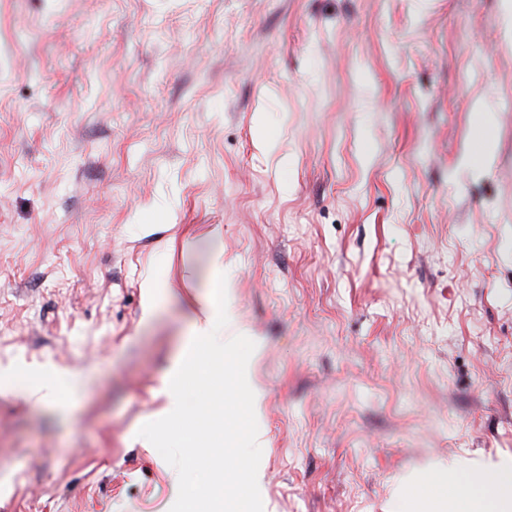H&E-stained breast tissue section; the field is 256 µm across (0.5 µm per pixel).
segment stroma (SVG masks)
I'll list each match as a JSON object with an SVG mask.
<instances>
[{
    "mask_svg": "<svg viewBox=\"0 0 512 512\" xmlns=\"http://www.w3.org/2000/svg\"><path fill=\"white\" fill-rule=\"evenodd\" d=\"M219 278L264 512L512 463V0H0V512H170ZM201 316L195 320L193 339L201 344L218 347L224 345V300L205 298L200 304Z\"/></svg>",
    "mask_w": 512,
    "mask_h": 512,
    "instance_id": "obj_1",
    "label": "stroma"
}]
</instances>
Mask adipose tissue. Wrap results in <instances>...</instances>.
Wrapping results in <instances>:
<instances>
[{"mask_svg": "<svg viewBox=\"0 0 512 512\" xmlns=\"http://www.w3.org/2000/svg\"><path fill=\"white\" fill-rule=\"evenodd\" d=\"M194 338L201 344L217 347L224 341V306L214 298L200 304ZM425 494L448 504V512H512V473L504 471L493 479H473L457 463L439 469L426 483Z\"/></svg>", "mask_w": 512, "mask_h": 512, "instance_id": "obj_1", "label": "adipose tissue"}]
</instances>
